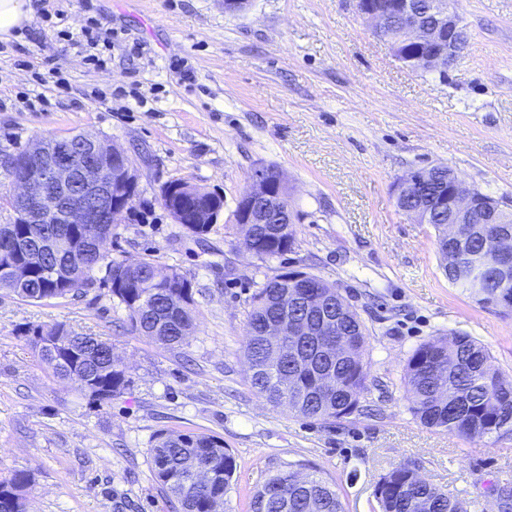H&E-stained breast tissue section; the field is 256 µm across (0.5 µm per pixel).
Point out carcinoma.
<instances>
[{"label":"carcinoma","instance_id":"obj_1","mask_svg":"<svg viewBox=\"0 0 512 512\" xmlns=\"http://www.w3.org/2000/svg\"><path fill=\"white\" fill-rule=\"evenodd\" d=\"M267 225H258V240L266 258L280 252V240L267 237ZM494 229L492 224L469 228L463 267L447 273L448 282L457 288L470 289V276L482 278L477 295L489 302L500 296L512 304V287L503 290L500 282L512 280V264L505 270L490 267L485 242ZM64 270V258L55 256L47 266L31 274L20 288L0 272V289L30 302L65 298L80 293L102 273L109 299L126 311L131 330L150 337L162 348H174L186 338V330L197 326L198 311L192 283L177 271L172 272L176 288H165L152 280L156 269L151 259L129 262L125 258H108L89 250L85 265L74 277H51L54 269ZM282 288L265 283L254 295L243 355L248 364L250 387L275 407L316 420L338 419V409L355 412L367 390L369 369L363 359L332 362L316 348L314 342L301 339L288 344L300 346V361L289 352L276 359V369L266 368L268 342L259 335L263 323L274 314ZM341 323L350 338L362 346L365 327L356 310L347 302L339 304ZM51 375L60 380L84 372L88 377L83 394L94 403H107L121 394L130 383L126 371L118 365L108 369L104 360L112 344L77 333L61 323L51 326L23 324L16 328ZM490 355L482 343L460 333L454 341L429 340L409 356L404 382L409 410L423 425L456 433L480 441L502 428L512 427V376L490 368ZM334 373L337 391L318 393L317 374ZM291 379L288 392L280 391L273 379ZM448 384V400L435 397L439 382ZM157 483L177 501L181 512H222L224 497L231 489L236 471L234 456L218 437L198 433L161 432L151 449ZM386 485L385 495L377 500L379 512H416L414 501L423 499L428 512H470L471 503L415 479L413 469L404 464L380 477ZM31 483L26 471H16L0 482V512H24L25 491ZM250 512H344L343 503L333 485L316 473L304 476L288 464L271 475L249 504Z\"/></svg>","mask_w":512,"mask_h":512}]
</instances>
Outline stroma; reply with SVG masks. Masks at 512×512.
<instances>
[{
	"label": "stroma",
	"mask_w": 512,
	"mask_h": 512,
	"mask_svg": "<svg viewBox=\"0 0 512 512\" xmlns=\"http://www.w3.org/2000/svg\"><path fill=\"white\" fill-rule=\"evenodd\" d=\"M33 0L35 20L0 41V195L32 140L79 132L122 148L139 171L111 257L154 260L191 280L198 326L164 349L132 332L93 281L77 296L30 303L0 291V480L33 481L28 512H173L156 482L161 432L220 437L235 457L224 512H249L267 475L303 463L335 483L346 512H378L375 486L407 464L428 483L498 512L512 483V431L476 444L423 426L404 369L421 343L465 333L512 376V307L449 284L436 230L398 211L394 186L415 168L452 167L465 185L512 199V0H450L468 44L446 72L412 69L374 36L356 0ZM63 10L66 21L53 16ZM95 19L110 45L89 65L75 40ZM59 69L63 85L41 84ZM282 173L295 244L243 253L234 211L256 166ZM183 180L224 197L209 232L188 234L160 186ZM335 286L367 329L361 409L326 424L268 404L243 358L252 300L285 269ZM63 323L107 339L128 388L90 403L52 378L16 327Z\"/></svg>",
	"instance_id": "obj_1"
}]
</instances>
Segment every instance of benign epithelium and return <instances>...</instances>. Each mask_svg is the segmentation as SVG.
Segmentation results:
<instances>
[{"label":"benign epithelium","instance_id":"benign-epithelium-1","mask_svg":"<svg viewBox=\"0 0 512 512\" xmlns=\"http://www.w3.org/2000/svg\"><path fill=\"white\" fill-rule=\"evenodd\" d=\"M399 13L404 20L403 36L421 48L418 63L424 68L445 71L464 51L467 33L460 17L450 10L448 0H428L421 11L415 0H386L380 5L359 6V12L371 25L372 32L391 38L388 15ZM88 151L79 164L72 142L62 137L40 138L22 150L21 160L10 172L11 205L25 224H54L52 235L34 244L8 238L0 255H18L20 261L0 268L14 282L22 284L33 268L44 266L48 253L64 254L69 269L80 270L87 250L74 247L71 229L74 224H116L138 195V173L123 150L101 137L81 135ZM430 169H417L396 183L395 197L414 198L422 188ZM162 202L176 224H215L221 211L215 198L207 199L185 182L169 181L160 189ZM285 182L281 174L268 167L255 168L249 187L240 197L234 218L240 248L258 258L253 247L255 225L267 223L268 212L284 207ZM448 210L446 235L458 240L465 224H508L512 222V201L487 196L466 186L453 170H448V188L437 200ZM488 251L495 257L512 258V232L500 231L488 241ZM278 287L287 289L279 301L278 317L262 328V335L275 343L284 336H316L319 326L312 318H288V302L299 301L309 310L320 302L312 276L301 270L281 271L273 275ZM336 341L328 346L330 355L341 361L354 356L356 345L334 329Z\"/></svg>","mask_w":512,"mask_h":512}]
</instances>
